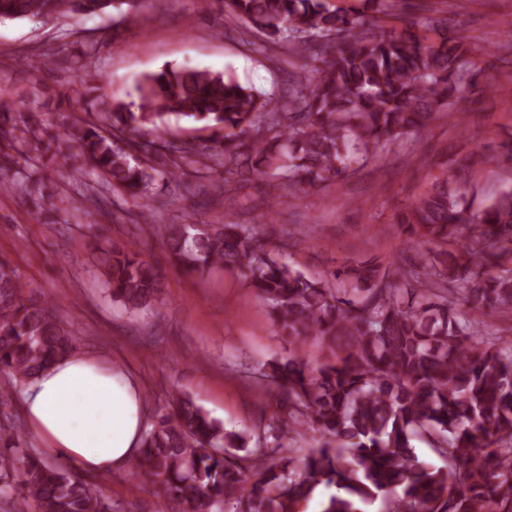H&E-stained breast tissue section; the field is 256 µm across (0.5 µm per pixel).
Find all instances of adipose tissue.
Here are the masks:
<instances>
[{
	"label": "adipose tissue",
	"instance_id": "1",
	"mask_svg": "<svg viewBox=\"0 0 512 512\" xmlns=\"http://www.w3.org/2000/svg\"><path fill=\"white\" fill-rule=\"evenodd\" d=\"M21 409L44 454L75 462L81 474L109 473L139 455L141 387L94 355L70 354L30 380Z\"/></svg>",
	"mask_w": 512,
	"mask_h": 512
}]
</instances>
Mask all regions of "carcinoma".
Masks as SVG:
<instances>
[{
	"mask_svg": "<svg viewBox=\"0 0 512 512\" xmlns=\"http://www.w3.org/2000/svg\"><path fill=\"white\" fill-rule=\"evenodd\" d=\"M224 17L288 52L297 69L278 96L230 76L165 66L144 77L138 102L62 124L30 119L42 104L0 99V191L21 179L39 212L58 210L44 183L52 150L121 196L139 215L156 202L160 181L195 198L201 178L224 169V208L239 204L235 177L274 173L294 198L343 179L381 143L426 129L478 74L448 19L385 27V0L332 8L327 0H219ZM111 0H0V21L105 15ZM217 134L210 145L170 137V116ZM470 153L433 183L400 219L413 240L412 264L375 257L348 261L323 278L287 261L252 224L215 230L160 227L170 261L203 277L239 272L265 303L281 334L318 338L333 359L312 367L275 361L261 379L275 386L280 416L263 429L228 431L190 397L174 393L142 436L130 474L157 484L180 512H512V342L482 320L512 310V188L472 208L462 188ZM77 206L85 218L105 211L98 191ZM101 276L125 309L153 307L162 274L139 245H112ZM11 260L0 255V400L76 350L78 336L53 307L24 296ZM320 435L307 453L283 436ZM429 439L436 465L413 442ZM18 512H107L94 483L30 456L22 469L0 454V494Z\"/></svg>",
	"mask_w": 512,
	"mask_h": 512,
	"instance_id": "carcinoma-1",
	"label": "carcinoma"
}]
</instances>
